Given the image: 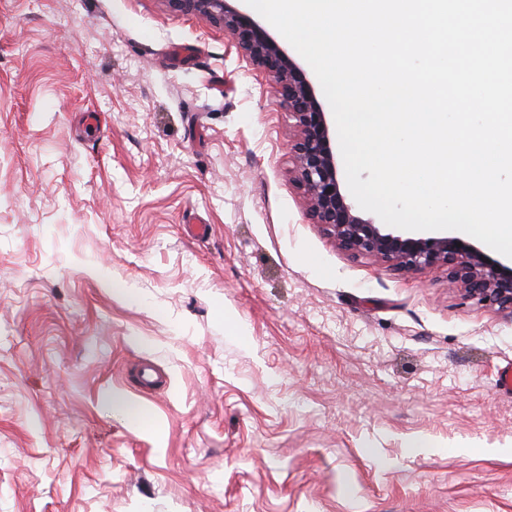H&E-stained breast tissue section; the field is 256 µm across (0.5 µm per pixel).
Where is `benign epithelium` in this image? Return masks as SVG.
<instances>
[{"label": "benign epithelium", "instance_id": "7a95c632", "mask_svg": "<svg viewBox=\"0 0 512 512\" xmlns=\"http://www.w3.org/2000/svg\"><path fill=\"white\" fill-rule=\"evenodd\" d=\"M166 2L228 30L245 56L274 79L296 129L291 145L294 174L307 216L341 249L354 258H373L402 271L444 266L448 278L461 284L469 297L512 314V265L461 238L408 236L357 213L341 185L333 132L313 81L264 25L238 7L237 0Z\"/></svg>", "mask_w": 512, "mask_h": 512}]
</instances>
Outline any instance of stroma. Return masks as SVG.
<instances>
[{
  "label": "stroma",
  "instance_id": "stroma-1",
  "mask_svg": "<svg viewBox=\"0 0 512 512\" xmlns=\"http://www.w3.org/2000/svg\"><path fill=\"white\" fill-rule=\"evenodd\" d=\"M294 137L199 14L0 0V512H512V315L342 251Z\"/></svg>",
  "mask_w": 512,
  "mask_h": 512
}]
</instances>
